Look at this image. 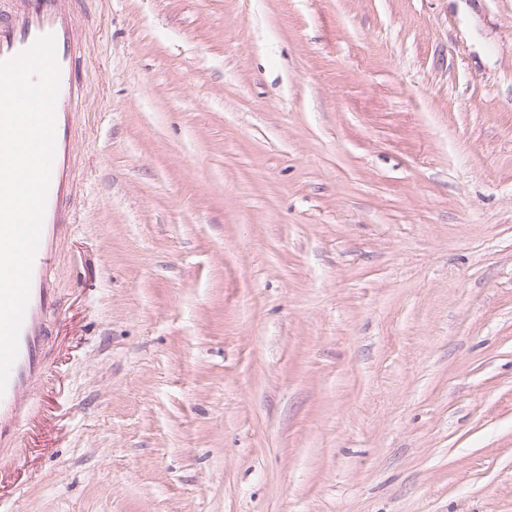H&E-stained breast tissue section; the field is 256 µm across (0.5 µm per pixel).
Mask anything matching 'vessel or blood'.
I'll return each instance as SVG.
<instances>
[{
  "mask_svg": "<svg viewBox=\"0 0 512 512\" xmlns=\"http://www.w3.org/2000/svg\"><path fill=\"white\" fill-rule=\"evenodd\" d=\"M79 0H0V62L29 49L38 39L54 40L59 71L55 103V146L40 242L31 268L29 302L18 338V355L0 393V465L19 444L31 396L48 370L47 322L57 309L50 284L55 240L72 232L78 204L71 118L82 103L78 73L85 61Z\"/></svg>",
  "mask_w": 512,
  "mask_h": 512,
  "instance_id": "1",
  "label": "vessel or blood"
}]
</instances>
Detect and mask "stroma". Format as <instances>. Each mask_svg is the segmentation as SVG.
I'll use <instances>...</instances> for the list:
<instances>
[{"label":"stroma","mask_w":512,"mask_h":512,"mask_svg":"<svg viewBox=\"0 0 512 512\" xmlns=\"http://www.w3.org/2000/svg\"><path fill=\"white\" fill-rule=\"evenodd\" d=\"M89 14L0 512H512V0Z\"/></svg>","instance_id":"obj_1"}]
</instances>
